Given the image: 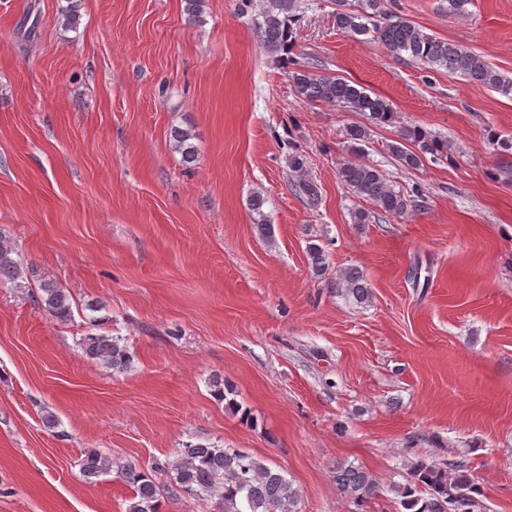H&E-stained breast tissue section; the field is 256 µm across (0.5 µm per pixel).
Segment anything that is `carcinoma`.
<instances>
[{"mask_svg": "<svg viewBox=\"0 0 512 512\" xmlns=\"http://www.w3.org/2000/svg\"><path fill=\"white\" fill-rule=\"evenodd\" d=\"M341 9L334 15L337 30L350 36L369 35L390 52L407 55L411 60L429 67L445 68L473 84L485 85L504 95L512 94V78L502 74L482 55L462 45L440 40L425 33L415 23L388 13L385 0H357V7L339 0ZM206 0H184V13L191 22H199L205 13ZM81 0H66L58 22L74 28L79 20ZM259 9L257 34L264 48L275 54L290 53L296 36L298 0H240L239 9ZM298 96L305 102H321L359 112L373 125L391 124L395 112L384 100L373 97L366 90L339 76L316 74L307 69L290 72ZM345 136L355 158L344 161L338 170L341 183L353 194L371 202L377 216L399 218L415 205L412 196L395 188L385 173L364 160V145L368 128L360 124L345 127ZM175 150L182 162L193 165L197 149L190 128L172 131ZM403 139L417 146L412 150L400 143L390 145L392 155L406 168H417L424 155H441L447 146L433 138L423 128L415 126L403 133ZM289 167L295 174L298 190L311 201L318 199L317 185L308 172L305 155L294 152ZM315 275L328 270L325 250L311 244L307 249ZM34 276V269L24 265L15 246L0 237V284H14L17 280ZM336 289L358 304L371 301L370 285L356 268L345 269L333 281ZM37 304L50 317L68 321L72 316L70 295L51 283L42 285L36 297ZM81 349L87 357L105 368L124 371L130 364V355L120 339L107 334H87L81 338ZM83 476L89 480L112 471L109 456L90 452L79 463ZM118 478L133 490L127 512H161L163 494L182 497L187 501L217 499L219 512H300L301 494L282 471L247 453L202 444L187 445L176 452L174 459H154L146 466L128 462L117 466ZM167 475L165 486L159 477ZM336 487L361 512L382 489L373 475L362 467L341 464L334 475ZM400 512H483V492L463 461L436 462L418 459L411 463L406 482L397 485Z\"/></svg>", "mask_w": 512, "mask_h": 512, "instance_id": "obj_1", "label": "carcinoma"}]
</instances>
